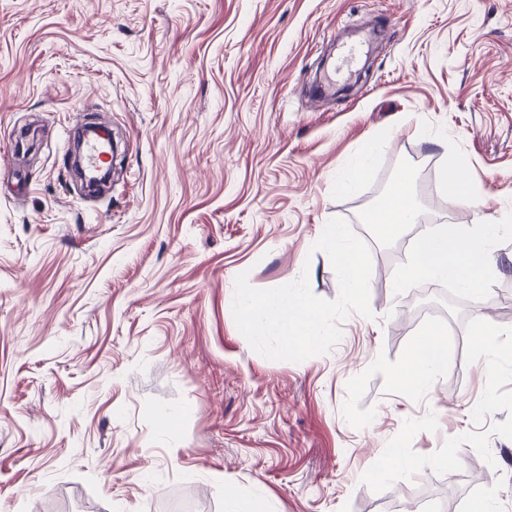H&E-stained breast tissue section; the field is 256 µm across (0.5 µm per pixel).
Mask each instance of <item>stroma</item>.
<instances>
[{"label":"stroma","mask_w":512,"mask_h":512,"mask_svg":"<svg viewBox=\"0 0 512 512\" xmlns=\"http://www.w3.org/2000/svg\"><path fill=\"white\" fill-rule=\"evenodd\" d=\"M369 70L314 99L338 30ZM107 117L112 187L63 130ZM368 152V172L336 187ZM461 159L478 187L449 208ZM409 171L420 223L365 212ZM368 246L373 318L329 353H256L235 278L339 295L328 220ZM501 224L481 301L396 285L435 224ZM499 334L478 336L485 323ZM448 364L396 374L428 328ZM512 512V0H0V512Z\"/></svg>","instance_id":"1"}]
</instances>
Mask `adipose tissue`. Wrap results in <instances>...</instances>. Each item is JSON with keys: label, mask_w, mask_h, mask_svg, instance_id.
I'll return each mask as SVG.
<instances>
[{"label": "adipose tissue", "mask_w": 512, "mask_h": 512, "mask_svg": "<svg viewBox=\"0 0 512 512\" xmlns=\"http://www.w3.org/2000/svg\"><path fill=\"white\" fill-rule=\"evenodd\" d=\"M411 179L402 174L393 194L367 213L366 221L393 233L416 223L418 212L409 197ZM501 230L497 224H436L418 241L398 284L406 287L423 278L457 283L473 297H481L495 268L492 243ZM447 351L433 334H425L413 349L400 375L410 390L425 389L443 368Z\"/></svg>", "instance_id": "adipose-tissue-1"}]
</instances>
